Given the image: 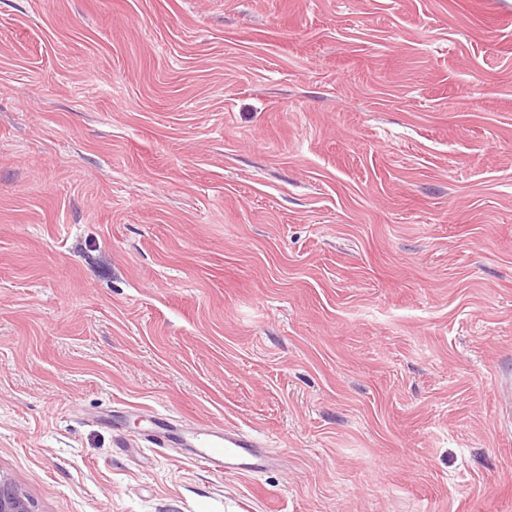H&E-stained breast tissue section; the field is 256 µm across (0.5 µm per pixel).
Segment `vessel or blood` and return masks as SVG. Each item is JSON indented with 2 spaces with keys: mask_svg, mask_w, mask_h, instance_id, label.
Masks as SVG:
<instances>
[{
  "mask_svg": "<svg viewBox=\"0 0 512 512\" xmlns=\"http://www.w3.org/2000/svg\"><path fill=\"white\" fill-rule=\"evenodd\" d=\"M155 443L160 447L183 446L191 459L220 472L254 474L269 464L257 439L241 430L196 431L188 437L181 428L161 420L157 423Z\"/></svg>",
  "mask_w": 512,
  "mask_h": 512,
  "instance_id": "vessel-or-blood-1",
  "label": "vessel or blood"
}]
</instances>
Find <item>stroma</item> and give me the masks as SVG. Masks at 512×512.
I'll list each match as a JSON object with an SVG mask.
<instances>
[{
	"label": "stroma",
	"instance_id": "obj_1",
	"mask_svg": "<svg viewBox=\"0 0 512 512\" xmlns=\"http://www.w3.org/2000/svg\"><path fill=\"white\" fill-rule=\"evenodd\" d=\"M509 384L512 0H0V471L41 512H512ZM155 444L184 446L194 461L212 466L220 473L254 474L263 471L269 459L257 439L241 430L194 431L188 442L183 430L162 419L156 420Z\"/></svg>",
	"mask_w": 512,
	"mask_h": 512
}]
</instances>
